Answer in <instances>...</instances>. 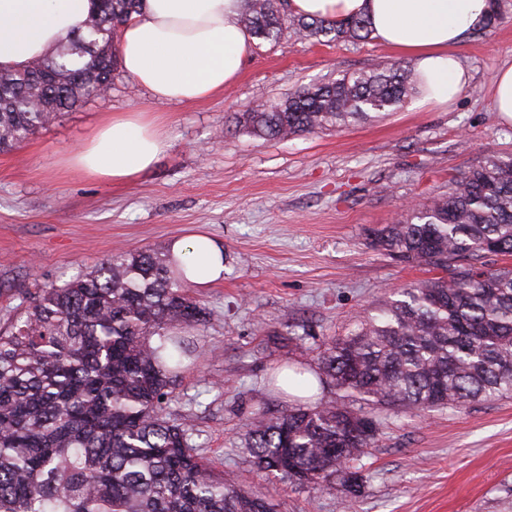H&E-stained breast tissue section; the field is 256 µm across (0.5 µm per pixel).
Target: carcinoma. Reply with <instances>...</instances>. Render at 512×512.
Wrapping results in <instances>:
<instances>
[{
  "instance_id": "cac0c4a2",
  "label": "carcinoma",
  "mask_w": 512,
  "mask_h": 512,
  "mask_svg": "<svg viewBox=\"0 0 512 512\" xmlns=\"http://www.w3.org/2000/svg\"><path fill=\"white\" fill-rule=\"evenodd\" d=\"M92 2L85 31L23 71H0V153L112 85L114 37L142 0ZM491 2L471 34L502 19L503 0ZM240 24L262 41L286 26L318 42L372 36L363 16L309 18L289 0H245ZM416 90L400 63L361 70L240 112L235 127L264 139L310 134L392 111ZM372 245L439 276L322 343L318 377L343 401L298 399L278 415L259 409L246 442L259 471L288 484L338 485L350 499L365 487L376 410L512 395V268L484 262L512 255V153L452 178L448 193L375 232ZM191 287L165 253L119 252L42 289L0 327V512H275L269 499L214 474L190 427L165 413L196 352L182 331L207 322Z\"/></svg>"
}]
</instances>
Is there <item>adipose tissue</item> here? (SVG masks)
I'll return each mask as SVG.
<instances>
[{"instance_id":"ef3b65f1","label":"adipose tissue","mask_w":512,"mask_h":512,"mask_svg":"<svg viewBox=\"0 0 512 512\" xmlns=\"http://www.w3.org/2000/svg\"><path fill=\"white\" fill-rule=\"evenodd\" d=\"M243 0H144L119 33L122 68L160 102H200L233 83L252 40L239 23ZM295 12L329 20L362 15L384 44L410 55L424 102L449 103L471 76L454 53L481 24L489 0H292ZM90 0H0V70L21 71L82 32ZM167 146L155 116L143 111L105 119L67 160L110 183L150 169ZM171 254L198 286L222 282V250L209 237L178 240Z\"/></svg>"}]
</instances>
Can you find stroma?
Segmentation results:
<instances>
[{"label": "stroma", "instance_id": "stroma-1", "mask_svg": "<svg viewBox=\"0 0 512 512\" xmlns=\"http://www.w3.org/2000/svg\"><path fill=\"white\" fill-rule=\"evenodd\" d=\"M504 9L492 32L458 46L471 81L453 103L411 97L373 121L286 140L253 137L230 117L401 53L375 38L319 44L287 29L254 46L237 80L200 103L156 101L117 70L106 96L0 153V326L26 297L112 253H161L171 240L208 235L224 253V281L191 290L211 319L203 355L174 383L167 412L189 423L213 470L278 512H512V397L379 411V441L362 460L366 487L349 503L333 489L266 477L244 450L254 411L292 404L269 383L276 368L314 367L324 337L344 334L393 289L429 278L374 249L373 232L489 155L512 152V122L491 109L490 79L512 64V0ZM134 110L159 115L167 130L148 171L112 184L67 166L106 117ZM291 324L304 350L270 343Z\"/></svg>", "mask_w": 512, "mask_h": 512}]
</instances>
